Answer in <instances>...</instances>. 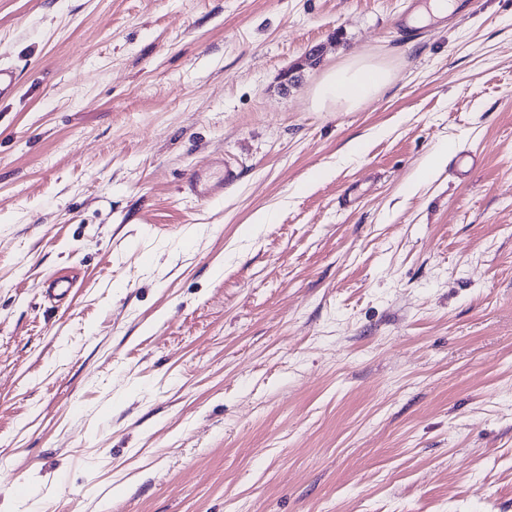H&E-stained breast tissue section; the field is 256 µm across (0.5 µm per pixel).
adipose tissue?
<instances>
[{"label": "adipose tissue", "instance_id": "adipose-tissue-1", "mask_svg": "<svg viewBox=\"0 0 512 512\" xmlns=\"http://www.w3.org/2000/svg\"><path fill=\"white\" fill-rule=\"evenodd\" d=\"M391 80L387 67L360 57L324 73L314 89L313 106L320 112L351 110L374 100Z\"/></svg>", "mask_w": 512, "mask_h": 512}]
</instances>
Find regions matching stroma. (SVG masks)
<instances>
[{"label": "stroma", "instance_id": "obj_1", "mask_svg": "<svg viewBox=\"0 0 512 512\" xmlns=\"http://www.w3.org/2000/svg\"><path fill=\"white\" fill-rule=\"evenodd\" d=\"M430 3L0 0V512H512V0ZM391 80L387 67L357 58L324 73L313 92V107L319 112L357 108L374 100ZM239 179L236 168L224 156H218L207 168L191 169L185 176L182 191L198 202H208L224 195V189Z\"/></svg>", "mask_w": 512, "mask_h": 512}]
</instances>
